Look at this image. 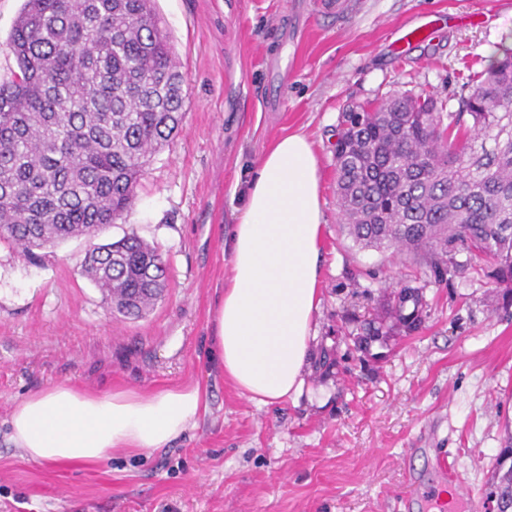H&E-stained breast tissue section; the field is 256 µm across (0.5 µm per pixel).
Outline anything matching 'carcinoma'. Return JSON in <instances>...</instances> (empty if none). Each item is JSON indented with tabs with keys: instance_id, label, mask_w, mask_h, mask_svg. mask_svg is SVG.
Instances as JSON below:
<instances>
[{
	"instance_id": "obj_1",
	"label": "carcinoma",
	"mask_w": 512,
	"mask_h": 512,
	"mask_svg": "<svg viewBox=\"0 0 512 512\" xmlns=\"http://www.w3.org/2000/svg\"><path fill=\"white\" fill-rule=\"evenodd\" d=\"M9 45L17 71L0 82V242L32 261L128 209L151 156L181 129L184 81L153 0H24ZM467 86L456 112L452 97L426 92L341 112L340 219L362 249L411 255L441 281L483 270L511 296L512 48ZM80 273L126 317L168 286L158 248L136 236L86 252ZM420 307L419 291L402 287L391 328L418 331ZM378 337L366 327L349 340L365 353ZM511 458L512 436L485 490L499 512H512Z\"/></svg>"
}]
</instances>
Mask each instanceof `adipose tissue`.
Here are the masks:
<instances>
[{
    "mask_svg": "<svg viewBox=\"0 0 512 512\" xmlns=\"http://www.w3.org/2000/svg\"><path fill=\"white\" fill-rule=\"evenodd\" d=\"M322 232L313 145L304 134L286 135L251 171L213 315L211 359L257 405L304 394L321 303ZM207 409L197 386L93 394L64 382L16 402L8 437L38 463L89 464L164 447L196 427Z\"/></svg>",
    "mask_w": 512,
    "mask_h": 512,
    "instance_id": "ef3b65f1",
    "label": "adipose tissue"
}]
</instances>
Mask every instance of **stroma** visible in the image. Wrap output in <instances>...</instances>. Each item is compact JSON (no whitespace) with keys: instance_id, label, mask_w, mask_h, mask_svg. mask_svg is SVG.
<instances>
[{"instance_id":"obj_1","label":"stroma","mask_w":512,"mask_h":512,"mask_svg":"<svg viewBox=\"0 0 512 512\" xmlns=\"http://www.w3.org/2000/svg\"><path fill=\"white\" fill-rule=\"evenodd\" d=\"M154 7L184 79L182 131L98 240L154 244L168 288L144 317L125 318L79 272L88 239L36 263L0 244V512H432L443 459L487 512L485 484L512 435V301L486 277L441 281L409 256L355 246L333 145L348 105L395 90L461 93L499 45L512 47V0H363L339 21L314 0ZM435 16L430 40L394 51L391 26ZM294 132L313 142L321 185L316 362L298 402L259 406L210 364L211 313L251 170ZM401 281L423 292L419 330L350 350L365 323H387ZM63 381L98 392L197 385L208 410L141 456L28 460L7 440L10 411Z\"/></svg>"}]
</instances>
